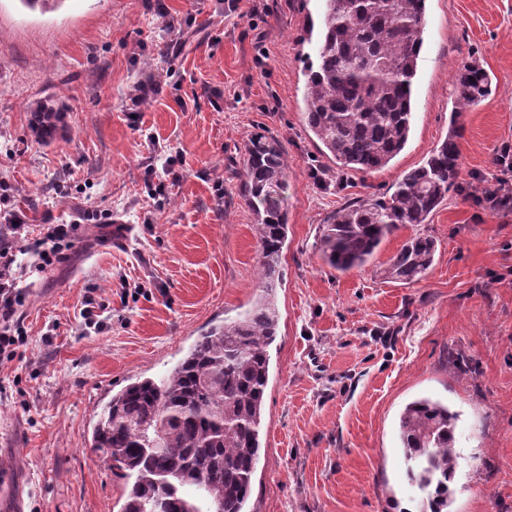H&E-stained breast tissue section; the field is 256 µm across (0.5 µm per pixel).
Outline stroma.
<instances>
[{
	"label": "stroma",
	"mask_w": 512,
	"mask_h": 512,
	"mask_svg": "<svg viewBox=\"0 0 512 512\" xmlns=\"http://www.w3.org/2000/svg\"><path fill=\"white\" fill-rule=\"evenodd\" d=\"M317 7L63 0L44 13L0 0V171L10 200L34 238L44 222L82 221L69 259L27 278L29 343L0 365V469L10 486L0 512H120L123 482L90 449L101 410L130 382L169 373L202 331L260 292L239 193L253 132L287 151L288 241L251 512H422L398 451L399 414L420 396L461 413L451 512H512V210H486L473 192L512 142V0H428L405 149L382 170L327 186L303 120L311 47L300 38L305 10ZM169 16L191 21L185 47L162 93L130 112L136 83L163 64ZM473 60L497 92L463 116L459 190L365 267H328L315 248L327 215L385 195L424 162L448 133L453 76ZM50 99L66 112L45 145L28 127L34 103ZM161 179L164 195H152ZM418 231L437 241L433 267L411 284L386 279L387 261ZM92 288L112 315L99 333L80 326Z\"/></svg>",
	"instance_id": "obj_1"
}]
</instances>
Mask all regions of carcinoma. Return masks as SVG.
<instances>
[{
    "label": "carcinoma",
    "instance_id": "1",
    "mask_svg": "<svg viewBox=\"0 0 512 512\" xmlns=\"http://www.w3.org/2000/svg\"><path fill=\"white\" fill-rule=\"evenodd\" d=\"M308 17L305 124L326 149V172L368 173L386 167L412 130L413 87L424 45L427 0H320ZM494 90L476 61L454 77L447 137L426 161L404 172L388 196L333 212L319 228L316 249L329 267L366 264L382 242L405 226L427 224L458 188L461 117ZM62 113L35 103L32 140L49 144ZM287 154L261 132L244 147L241 194L254 216L261 293L232 320L204 331L167 375L138 379L112 394L95 425L92 452L124 481L121 512H250L247 504L261 458L269 349L277 339L282 251L288 239ZM436 241L408 239L389 259L386 278L420 279L435 261ZM458 413L421 397L399 415L401 456L408 480L429 512H448V483L459 453Z\"/></svg>",
    "mask_w": 512,
    "mask_h": 512
}]
</instances>
